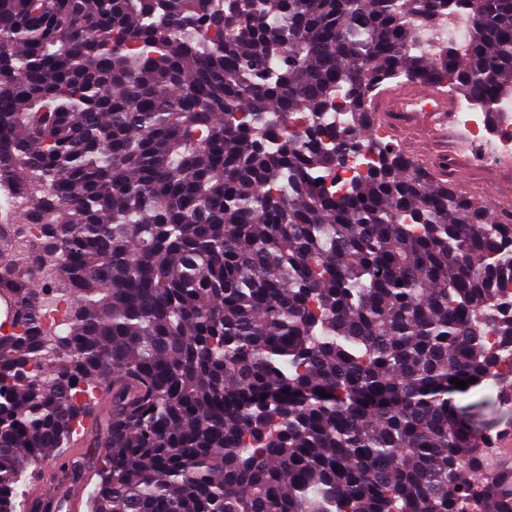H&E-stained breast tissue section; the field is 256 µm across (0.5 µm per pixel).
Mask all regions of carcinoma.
I'll use <instances>...</instances> for the list:
<instances>
[{
    "label": "carcinoma",
    "instance_id": "obj_1",
    "mask_svg": "<svg viewBox=\"0 0 512 512\" xmlns=\"http://www.w3.org/2000/svg\"><path fill=\"white\" fill-rule=\"evenodd\" d=\"M456 13L472 40L422 51ZM409 83L495 112L512 0H0V187L25 204L0 224V512H49L23 475L98 390L105 452L69 467L90 512H512L455 402L512 389V211L372 132ZM28 224L42 285L14 274Z\"/></svg>",
    "mask_w": 512,
    "mask_h": 512
}]
</instances>
